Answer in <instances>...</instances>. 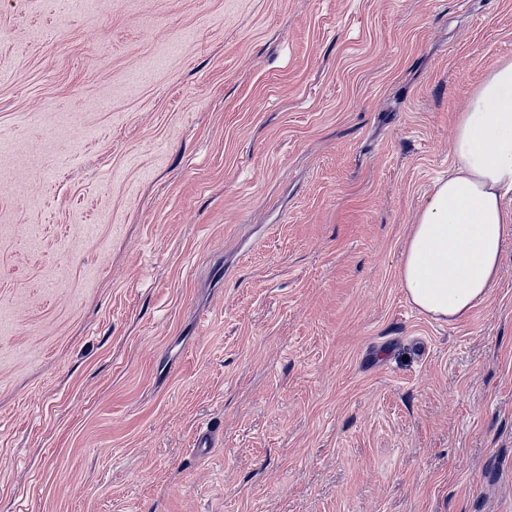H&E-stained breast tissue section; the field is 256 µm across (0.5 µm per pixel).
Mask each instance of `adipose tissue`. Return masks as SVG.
Returning <instances> with one entry per match:
<instances>
[{
  "mask_svg": "<svg viewBox=\"0 0 512 512\" xmlns=\"http://www.w3.org/2000/svg\"><path fill=\"white\" fill-rule=\"evenodd\" d=\"M512 58L499 60L457 120L453 160L418 214L399 281L424 313L448 321L489 297L512 234Z\"/></svg>",
  "mask_w": 512,
  "mask_h": 512,
  "instance_id": "ef3b65f1",
  "label": "adipose tissue"
}]
</instances>
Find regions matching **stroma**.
I'll return each mask as SVG.
<instances>
[{
  "instance_id": "1",
  "label": "stroma",
  "mask_w": 512,
  "mask_h": 512,
  "mask_svg": "<svg viewBox=\"0 0 512 512\" xmlns=\"http://www.w3.org/2000/svg\"><path fill=\"white\" fill-rule=\"evenodd\" d=\"M504 57L512 0H0V512H512V234L462 319L399 281Z\"/></svg>"
}]
</instances>
